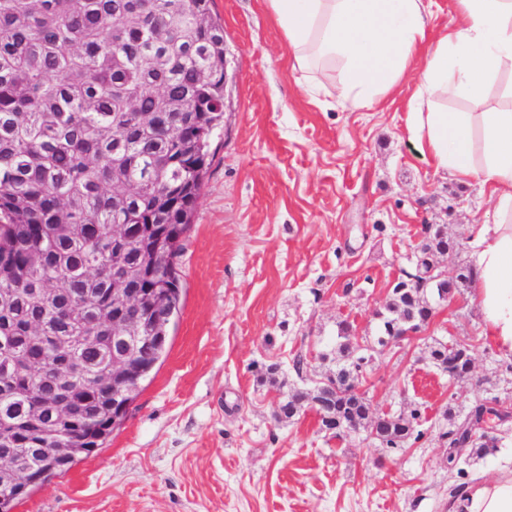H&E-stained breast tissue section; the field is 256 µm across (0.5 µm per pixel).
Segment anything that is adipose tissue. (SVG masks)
Here are the masks:
<instances>
[{
	"instance_id": "obj_1",
	"label": "adipose tissue",
	"mask_w": 512,
	"mask_h": 512,
	"mask_svg": "<svg viewBox=\"0 0 512 512\" xmlns=\"http://www.w3.org/2000/svg\"><path fill=\"white\" fill-rule=\"evenodd\" d=\"M461 22L427 38L423 0H266L291 49L293 66L341 59L342 107L371 109L407 70L418 48L422 91L477 98L484 75L512 63V0H458ZM406 127L436 169L478 179L494 221L472 228L474 297L484 330L512 353V108L488 112H408ZM454 512H512V467L467 487Z\"/></svg>"
}]
</instances>
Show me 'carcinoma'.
<instances>
[{
	"label": "carcinoma",
	"instance_id": "carcinoma-1",
	"mask_svg": "<svg viewBox=\"0 0 512 512\" xmlns=\"http://www.w3.org/2000/svg\"><path fill=\"white\" fill-rule=\"evenodd\" d=\"M213 0H0V339L7 350L54 361L51 344L32 336H100L75 347L85 374L78 386L104 405L112 383L98 377L112 361V225L137 224L140 235L126 255L181 250L179 238L194 213L209 165V143L224 120V26ZM413 270L394 285L380 336L413 318H431L429 300L471 282L474 270L459 268L453 282L435 280L437 257L458 244L442 224H427ZM166 286L170 308L179 307L175 267L155 264L142 287ZM34 288L65 290L52 306ZM468 347L454 351L438 342L429 357L441 371ZM372 348L339 324L336 382L353 389ZM34 391L24 367L0 362V427H17V447L34 439L23 429L26 399ZM357 425L371 427L366 396L353 394ZM333 398L315 387L288 396L281 413L304 405L330 414ZM420 409L391 415L378 430L386 448H406L422 437H404L403 422ZM502 413L478 405L443 432L448 462L454 449L468 459L498 451L495 433Z\"/></svg>",
	"mask_w": 512,
	"mask_h": 512
}]
</instances>
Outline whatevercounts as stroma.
<instances>
[{
    "label": "stroma",
    "mask_w": 512,
    "mask_h": 512,
    "mask_svg": "<svg viewBox=\"0 0 512 512\" xmlns=\"http://www.w3.org/2000/svg\"><path fill=\"white\" fill-rule=\"evenodd\" d=\"M212 10L224 25V130L182 236L165 356L103 443L13 512H449L456 486L512 460V419L497 428L495 455L459 468L440 437L446 409L461 418L495 398L512 406V354L485 335L471 288L437 304L417 335L376 348L361 379L374 410L420 409L423 436L411 447L338 439L314 411L288 419L279 407L291 389L333 374L320 356L340 322L377 336L424 225H445L459 242L440 259L452 276L471 265V228L492 222V205L477 179L436 170L410 142L415 72L375 108L346 109L342 62L293 69L264 0H214ZM511 83L504 71L484 102L431 105L482 112ZM438 341L469 344V376L430 363ZM271 364L274 384L259 378Z\"/></svg>",
    "instance_id": "35a3bbf8"
}]
</instances>
